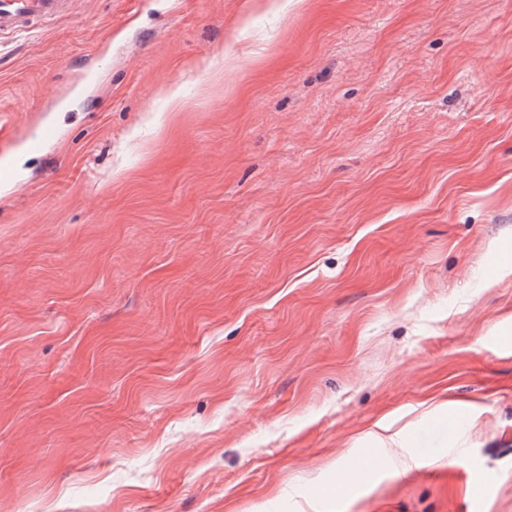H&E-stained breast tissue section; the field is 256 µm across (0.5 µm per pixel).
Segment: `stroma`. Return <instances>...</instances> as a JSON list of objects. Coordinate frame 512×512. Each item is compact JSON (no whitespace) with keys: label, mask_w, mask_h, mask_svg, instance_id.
Masks as SVG:
<instances>
[{"label":"stroma","mask_w":512,"mask_h":512,"mask_svg":"<svg viewBox=\"0 0 512 512\" xmlns=\"http://www.w3.org/2000/svg\"><path fill=\"white\" fill-rule=\"evenodd\" d=\"M308 2L0 40V512H512V0Z\"/></svg>","instance_id":"obj_1"}]
</instances>
